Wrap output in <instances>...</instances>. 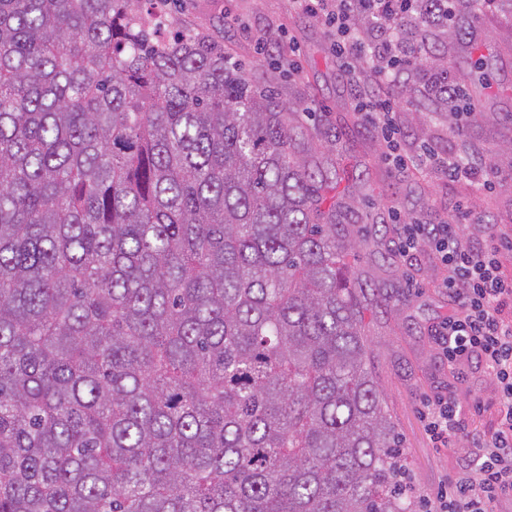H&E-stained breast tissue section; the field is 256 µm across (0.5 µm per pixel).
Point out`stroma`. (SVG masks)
Segmentation results:
<instances>
[{
    "instance_id": "obj_1",
    "label": "stroma",
    "mask_w": 512,
    "mask_h": 512,
    "mask_svg": "<svg viewBox=\"0 0 512 512\" xmlns=\"http://www.w3.org/2000/svg\"><path fill=\"white\" fill-rule=\"evenodd\" d=\"M172 17L178 26L217 36L252 82L276 83L288 101L328 113L345 148L343 186L353 185L358 176L368 184L344 229L351 235L372 224L388 229L378 246L357 247L350 259L361 278L378 274L385 297L366 315L371 368L400 439L410 484L407 495L414 502L435 498L447 478L472 458L465 443L453 451L435 447L421 418L422 401L454 395L469 431L482 432L497 425L496 390L479 359L457 373L441 357L433 329L457 307L438 286L443 268L431 252H420L411 264L401 258L389 261V252L396 249L391 216L397 211L435 224L453 220L457 205L464 204L475 223L512 229V152L503 147L496 123L497 116L512 112V6L502 0L477 20L481 40L498 52V93L464 129L449 124L447 113L431 102L417 73L402 75L393 87L400 99L396 121L402 151L415 153L425 142L452 155L469 148L494 167L495 188L489 193L475 192L468 180L451 183L417 168L389 167L379 135L356 115L357 87L337 58L325 25L293 0H178Z\"/></svg>"
}]
</instances>
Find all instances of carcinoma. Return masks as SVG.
Returning <instances> with one entry per match:
<instances>
[{"instance_id": "cac0c4a2", "label": "carcinoma", "mask_w": 512, "mask_h": 512, "mask_svg": "<svg viewBox=\"0 0 512 512\" xmlns=\"http://www.w3.org/2000/svg\"><path fill=\"white\" fill-rule=\"evenodd\" d=\"M168 2L0 0V512H413L330 125Z\"/></svg>"}]
</instances>
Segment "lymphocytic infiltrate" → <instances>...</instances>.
Instances as JSON below:
<instances>
[{
    "mask_svg": "<svg viewBox=\"0 0 512 512\" xmlns=\"http://www.w3.org/2000/svg\"><path fill=\"white\" fill-rule=\"evenodd\" d=\"M311 16L331 31L337 57L355 70L369 60L377 66L379 84L394 83V59L404 54L396 41H381L353 28L354 14L372 20H392L407 11L409 0H297ZM395 100L387 94L358 96L362 123L374 128L384 146L385 161L395 167L413 165L441 172L448 181L472 178L470 165L458 157L439 154L423 147L414 156L399 151L401 131L394 119ZM400 256L409 257L427 249L444 269L441 281L451 299L460 305L435 331L436 341L450 369L472 357L481 358L493 375L499 405V423L490 433L470 436L458 401L449 396L429 397L420 414L436 447L454 448L457 441L471 440L473 464L449 478L437 495L434 512H494L496 501L512 498V320L501 316L512 304V275L503 268V254L512 251V234L484 224L467 235L461 223L401 224L396 241Z\"/></svg>",
    "mask_w": 512,
    "mask_h": 512,
    "instance_id": "f902f5d3",
    "label": "lymphocytic infiltrate"
}]
</instances>
